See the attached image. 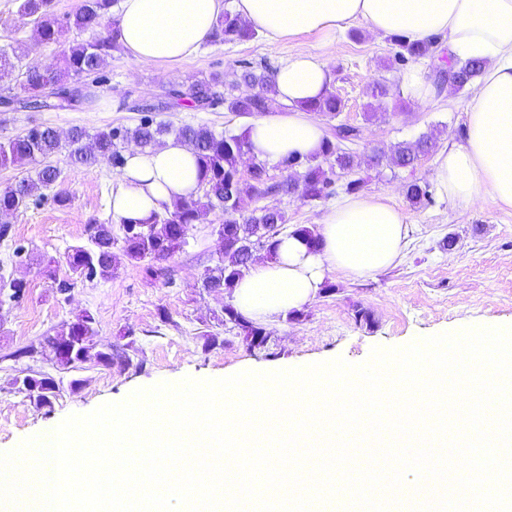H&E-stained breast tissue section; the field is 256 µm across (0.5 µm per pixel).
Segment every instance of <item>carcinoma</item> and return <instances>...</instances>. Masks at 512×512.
Here are the masks:
<instances>
[{"mask_svg":"<svg viewBox=\"0 0 512 512\" xmlns=\"http://www.w3.org/2000/svg\"><path fill=\"white\" fill-rule=\"evenodd\" d=\"M114 2L83 0L74 14L60 19L54 13L53 0H21L20 11L34 22L38 39L56 45L59 58L53 66H42L38 62L25 65L20 73V85L26 97H3L0 106L10 110L40 111L48 107L69 110L81 105L84 94L79 88L69 86L68 78L96 74L112 57V50L117 47L114 36L117 20L111 15ZM72 28L83 32L99 28L106 34L89 40L62 41L63 33ZM255 35L256 31L238 15L226 12L216 22L213 42H240ZM392 41L398 47L396 56L401 62L418 61L434 53L432 42L409 43L399 37L392 38ZM481 70L482 62L478 59L450 61L448 68L439 71L434 84L438 88L446 85L462 91L473 85ZM243 79L256 87L253 94L245 97L223 96L218 91L221 81L217 78L194 83L185 91L171 89L165 100L138 106L146 116L133 128L112 127L93 135L75 129L64 143L53 127L37 126L5 142L0 141V167L36 165L35 176L0 189V218L17 212L37 192L57 182L60 171L50 159L63 149L68 150L71 163L76 166L106 162L120 172L125 164L123 151L127 142L131 141L142 149L154 148L160 146L165 137L173 135L187 145L195 157L202 195L183 200L175 204L173 210L143 221L121 220L123 256L130 262L142 264L145 278L151 281L166 279V268L162 262L180 248L187 227L199 220L201 212L219 207L226 215L220 229L224 252L219 264L205 274L202 286L210 291L233 287L234 281L252 263L256 245H262L266 253H271L276 242L275 229L285 223V215L279 210L262 207L248 212L246 206L269 194L290 195L294 193V186L288 177L272 180L266 162L257 158L252 159L250 178L237 180L239 162L250 150L246 132H219L205 125L174 127L154 120L149 113L169 109L173 100H187L197 109H208L222 103L228 110L244 117L270 111L277 96L274 79L252 72L244 73ZM369 97L370 111L365 113L368 121L378 118L390 108H399L402 103L400 92L382 82L370 87ZM344 108L343 98L332 91L306 106L307 111L330 118L337 117ZM358 139L356 127L340 123L334 127L332 135L323 138L320 152L316 155L288 157L282 161L290 173L300 177L304 199L316 201L328 197L334 176L356 168L387 167L393 171L415 167L419 159L433 148L434 132L423 133L415 141L397 146L389 154L373 149L362 158L351 151V146ZM406 197L415 206L430 201L428 185L418 181L408 183ZM88 240L91 246H74L68 256L72 279L112 277L117 270V257L113 252L115 240L111 226L88 225ZM224 322L240 328L251 348H264L265 329L247 320L235 306L224 309ZM93 336L95 318L85 312L62 325L54 335L46 337V343L57 366L69 370L81 363L95 347ZM59 391V384L51 377L35 381V392L42 400Z\"/></svg>","mask_w":512,"mask_h":512,"instance_id":"obj_1","label":"carcinoma"}]
</instances>
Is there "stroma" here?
I'll list each match as a JSON object with an SVG mask.
<instances>
[{
	"label": "stroma",
	"mask_w": 512,
	"mask_h": 512,
	"mask_svg": "<svg viewBox=\"0 0 512 512\" xmlns=\"http://www.w3.org/2000/svg\"><path fill=\"white\" fill-rule=\"evenodd\" d=\"M19 4L0 0V51L26 63L55 62L56 47L38 40ZM300 52L322 53L333 74L331 88L346 103L338 118H322L323 131L331 132L340 122L358 127L357 152H389L423 132H438L432 151L415 168L364 174V193L389 197L407 218L409 235L396 261L363 279L338 270L327 273L325 287L303 307L300 318L283 315L267 324L269 340L261 350L250 348L240 329L220 322L232 301L231 290L213 292L202 286L224 248L219 229L225 215L219 209L205 211L190 225L181 248L166 260L171 282H147L138 265L125 261L114 276L79 280L61 293L55 281L69 277L67 253L86 243L88 224L111 225L118 240L123 229L110 206L119 173L103 162L71 166L67 152H59L52 159L61 171L55 187L10 216L12 239L0 240V452L40 437L46 426H59L69 415L123 402L136 389L162 382L271 373L337 358L359 365L377 347H403L442 333L512 324V209L489 198L464 205L436 190L431 203L417 207L405 195L412 180L433 182L439 151L464 143L472 89L446 91L424 102L411 99L404 109L388 111L372 122L364 119L373 81L403 87L406 74L416 66L424 75H433L448 63L446 40H439L433 56L403 64L394 60L391 39L371 33L363 24L351 26L327 46L316 35L276 44L261 34L240 43L208 42L175 64L138 63L119 47L98 74L73 78V85L90 96L89 104L67 111H0V141L42 124L64 136L75 128L92 134L108 127L132 128L141 118L135 103L171 88L187 90L216 75L224 80L225 96L242 97L251 92L243 72L275 73ZM155 118L235 133L249 123L223 105L196 110L180 104ZM58 190L68 194L67 206L54 203ZM344 196L340 190L308 201L295 193L268 196L259 204L283 211L291 227L315 224ZM18 243L25 247L20 257L13 254ZM49 264L57 271L56 279L44 274ZM15 280L25 286L18 300L8 289ZM85 312L96 319V349L125 356V363L107 368L91 359L74 370L57 367L46 337ZM33 372L60 382L59 393L48 405L35 404L15 386L17 379Z\"/></svg>",
	"instance_id": "obj_1"
}]
</instances>
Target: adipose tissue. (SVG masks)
Returning <instances> with one entry per match:
<instances>
[{"mask_svg":"<svg viewBox=\"0 0 512 512\" xmlns=\"http://www.w3.org/2000/svg\"><path fill=\"white\" fill-rule=\"evenodd\" d=\"M234 11L270 40L318 34L323 44L355 21L376 33L420 42L444 34L459 60L480 59L482 74L466 113L465 142L441 151L434 179L441 195L472 205L489 197L512 208V0H233ZM224 0H121L117 40L140 63L175 62L194 55L213 34ZM277 97L290 114L249 123L252 153L281 161L319 152L323 130L306 115L308 101L330 89L332 73L320 55L299 53L275 74ZM195 158L181 142L125 155L112 190V214L143 220L197 195ZM320 243L279 236L272 257L244 270L233 302L264 324L302 309L328 272L360 278L389 267L408 236L405 215L380 195L351 196L317 222Z\"/></svg>","mask_w":512,"mask_h":512,"instance_id":"1","label":"adipose tissue"}]
</instances>
